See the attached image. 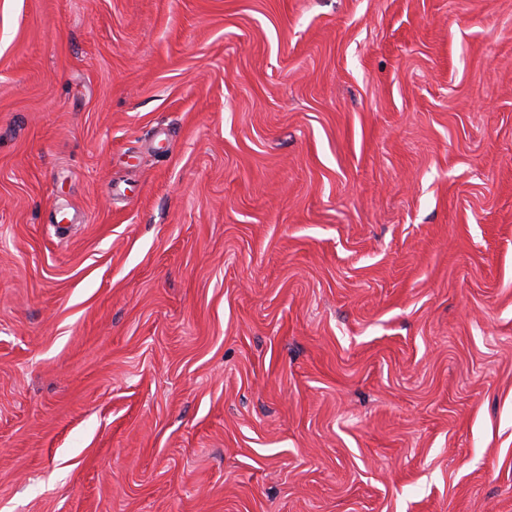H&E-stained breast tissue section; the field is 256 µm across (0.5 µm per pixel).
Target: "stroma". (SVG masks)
Listing matches in <instances>:
<instances>
[{
	"instance_id": "obj_1",
	"label": "stroma",
	"mask_w": 512,
	"mask_h": 512,
	"mask_svg": "<svg viewBox=\"0 0 512 512\" xmlns=\"http://www.w3.org/2000/svg\"><path fill=\"white\" fill-rule=\"evenodd\" d=\"M0 512H512V0H0Z\"/></svg>"
}]
</instances>
